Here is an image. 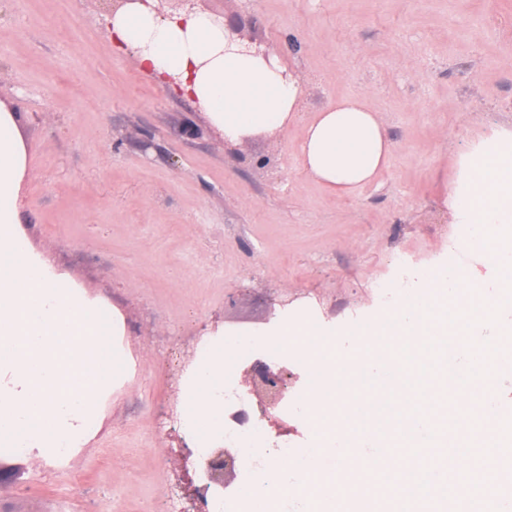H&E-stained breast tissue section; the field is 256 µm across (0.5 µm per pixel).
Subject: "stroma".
I'll return each mask as SVG.
<instances>
[{"mask_svg":"<svg viewBox=\"0 0 512 512\" xmlns=\"http://www.w3.org/2000/svg\"><path fill=\"white\" fill-rule=\"evenodd\" d=\"M302 81L299 124L228 150L193 100L117 50L98 0H0V102L28 174L19 229L55 272L118 312L128 371L59 465L14 456L0 512H169L192 443L170 416L198 337L262 332L314 304L340 354L387 313L374 284L453 263L451 198L473 147L512 131V0H226ZM379 112L388 166L349 198L300 173L303 121L341 96Z\"/></svg>","mask_w":512,"mask_h":512,"instance_id":"1","label":"stroma"}]
</instances>
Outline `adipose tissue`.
<instances>
[{
  "label": "adipose tissue",
  "instance_id": "obj_1",
  "mask_svg": "<svg viewBox=\"0 0 512 512\" xmlns=\"http://www.w3.org/2000/svg\"><path fill=\"white\" fill-rule=\"evenodd\" d=\"M108 30L148 76L161 83L176 76L229 143L286 130L298 117L302 87L286 63L255 54L209 14L165 19L140 0H127ZM299 152L307 178L349 197L387 166L392 143L366 99L345 97L306 123Z\"/></svg>",
  "mask_w": 512,
  "mask_h": 512
}]
</instances>
